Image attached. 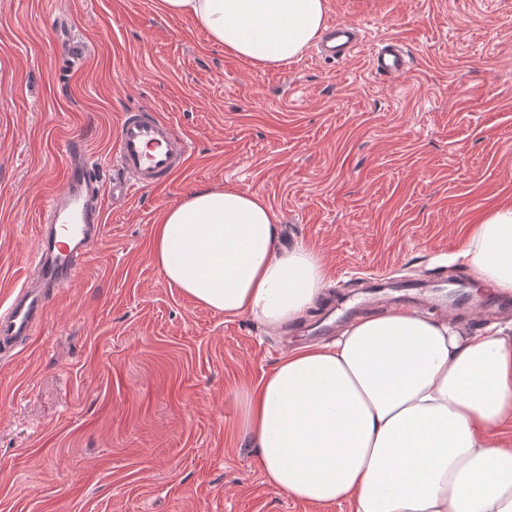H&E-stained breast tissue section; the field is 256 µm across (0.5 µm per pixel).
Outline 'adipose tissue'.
I'll list each match as a JSON object with an SVG mask.
<instances>
[{
    "label": "adipose tissue",
    "instance_id": "ef3b65f1",
    "mask_svg": "<svg viewBox=\"0 0 512 512\" xmlns=\"http://www.w3.org/2000/svg\"><path fill=\"white\" fill-rule=\"evenodd\" d=\"M211 43L278 66L324 29L326 0H162ZM263 197L202 185L153 231L167 283L225 318L295 322L325 285L321 257L281 244ZM460 254L512 293V205L491 209ZM240 425L264 481L300 502L352 512H512V321L480 336L405 309L368 315L328 343L291 349L239 392Z\"/></svg>",
    "mask_w": 512,
    "mask_h": 512
}]
</instances>
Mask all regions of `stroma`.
Listing matches in <instances>:
<instances>
[{
  "label": "stroma",
  "mask_w": 512,
  "mask_h": 512,
  "mask_svg": "<svg viewBox=\"0 0 512 512\" xmlns=\"http://www.w3.org/2000/svg\"><path fill=\"white\" fill-rule=\"evenodd\" d=\"M326 21L362 25L360 52L259 67L161 0H0V299L28 271L65 140L106 156L121 114L145 107L192 144L174 179L106 204L82 276L30 348L0 356V512H351L265 483L240 386L323 318L388 310L373 278L413 285L435 318L455 301L475 334L512 319L511 294L449 260L512 204V0H326ZM388 39L412 58L397 81L369 67ZM201 185L261 195L284 243L322 256L303 319L274 332L167 284L153 228Z\"/></svg>",
  "instance_id": "35a3bbf8"
}]
</instances>
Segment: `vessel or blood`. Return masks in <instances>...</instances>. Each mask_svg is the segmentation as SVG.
Returning <instances> with one entry per match:
<instances>
[{
  "label": "vessel or blood",
  "instance_id": "obj_1",
  "mask_svg": "<svg viewBox=\"0 0 512 512\" xmlns=\"http://www.w3.org/2000/svg\"><path fill=\"white\" fill-rule=\"evenodd\" d=\"M360 43L358 25L339 22L332 25L318 52L326 59L343 57ZM370 67L387 79L403 78L410 71L407 55L393 39L372 52ZM189 154L184 134L147 108L121 115L106 160L93 158L79 144L68 145L63 187L46 202L32 253L34 273L11 289L8 305L0 312V352L23 350L46 315L50 292L79 277L83 259L102 238L105 196L123 200L171 181L185 168ZM107 166L114 172L108 185L101 177ZM62 232L67 241L59 240Z\"/></svg>",
  "mask_w": 512,
  "mask_h": 512
}]
</instances>
